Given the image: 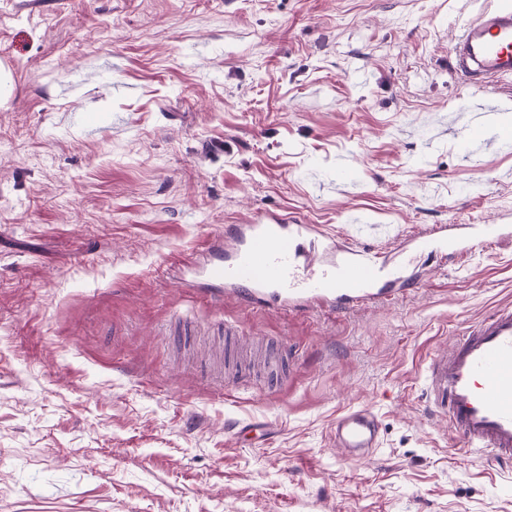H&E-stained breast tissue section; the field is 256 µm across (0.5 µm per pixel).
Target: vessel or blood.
Returning a JSON list of instances; mask_svg holds the SVG:
<instances>
[{"label": "vessel or blood", "mask_w": 512, "mask_h": 512, "mask_svg": "<svg viewBox=\"0 0 512 512\" xmlns=\"http://www.w3.org/2000/svg\"><path fill=\"white\" fill-rule=\"evenodd\" d=\"M488 2L454 47L457 71L480 84L512 77V5ZM493 129L490 121L475 122L459 137V151L469 153ZM318 235L315 225L284 218L238 224L225 233L231 248L209 246L196 275L207 285L283 313L315 305L345 311L384 303L408 287V280L380 264L371 249H348L337 262L327 259L334 243L303 249L304 240ZM427 391L432 411L447 418L464 447L489 450L499 462L512 463L511 305L497 308L434 356ZM334 438L351 459H362L379 445L378 420L368 410H348L337 419Z\"/></svg>", "instance_id": "obj_1"}]
</instances>
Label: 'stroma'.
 <instances>
[{
	"label": "stroma",
	"mask_w": 512,
	"mask_h": 512,
	"mask_svg": "<svg viewBox=\"0 0 512 512\" xmlns=\"http://www.w3.org/2000/svg\"><path fill=\"white\" fill-rule=\"evenodd\" d=\"M485 0H0V512H512L426 366L512 305V78L452 47ZM510 138L455 142L484 107ZM285 216L419 272L283 315L179 286ZM386 226L365 240L359 225ZM471 225L440 255L414 238ZM370 409L351 461L331 430ZM334 438L336 447L360 460L379 445L378 419L366 409H350L336 420Z\"/></svg>",
	"instance_id": "obj_1"
}]
</instances>
